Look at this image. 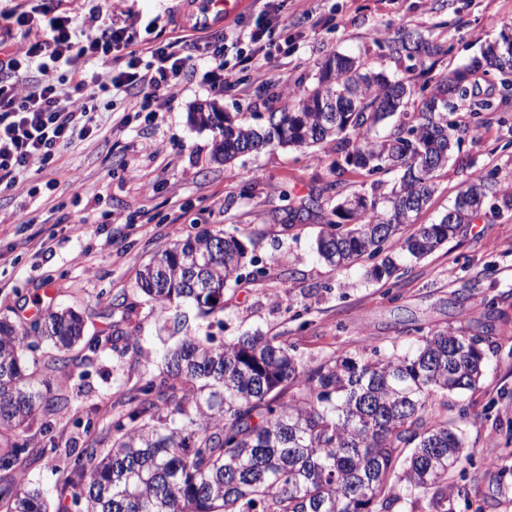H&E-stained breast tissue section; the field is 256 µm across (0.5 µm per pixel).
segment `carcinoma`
Segmentation results:
<instances>
[{"label":"carcinoma","instance_id":"obj_1","mask_svg":"<svg viewBox=\"0 0 512 512\" xmlns=\"http://www.w3.org/2000/svg\"><path fill=\"white\" fill-rule=\"evenodd\" d=\"M407 57H429L437 46L403 28L388 45ZM483 60L456 69L411 105L402 79L364 71L356 59L333 55L317 83L297 103L268 113L254 127L213 103L194 113L214 133V160L265 148L336 143L345 166L369 176L371 199L352 194L332 210L316 239L320 258L346 269L371 262L369 273L389 281L409 258H423L471 223L469 202L497 198L512 210V188L476 175L448 212L410 236L403 228L430 203L436 173L461 136L448 113L469 96L472 71L504 76L501 102L512 97V36L487 45ZM413 111H408V108ZM399 122L380 136L387 118ZM399 180L390 190L379 176ZM258 260L243 241L220 231L188 235L163 248L139 272V289L168 309L176 301L211 314L224 310V289L250 277ZM84 335L73 310L49 311L29 327L0 318V430H16L36 413L52 414L68 398L30 370L27 353L42 342L64 352ZM486 340L460 332L420 336L408 349L334 357L307 366L280 336H241L216 345L185 336L164 354L166 376L130 391L112 422V445L92 449L56 487L80 512H457L465 487L452 481L474 465L462 426L448 421L450 393L472 390L489 354ZM57 445L29 448L25 440L0 450V470L16 471L5 512H50L49 495L27 481L26 459L55 458Z\"/></svg>","mask_w":512,"mask_h":512}]
</instances>
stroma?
Wrapping results in <instances>:
<instances>
[{
    "mask_svg": "<svg viewBox=\"0 0 512 512\" xmlns=\"http://www.w3.org/2000/svg\"><path fill=\"white\" fill-rule=\"evenodd\" d=\"M278 2L293 39L271 61L273 82L258 83L253 62L245 60L233 67L224 92H215L203 78L213 61L205 50L195 51L196 67L182 75L180 94L158 112L130 117L124 95L101 97L100 135L74 138L60 150L41 176L53 181L52 189L0 190V317L24 327L35 307H70L84 313L87 338L69 352L66 372L51 377L52 389L69 397L68 406L48 418L52 436L35 424L21 433L0 430V448L21 436L34 448L57 440L56 467L39 457L25 464L30 482L51 489L85 448L108 447L117 402L143 378L159 375L163 350L180 339L140 293L139 269L187 235L248 228L245 245L261 275L226 287L223 313L202 317L181 306L189 333L213 336L219 344L282 336L308 366L372 348L388 352L420 332L489 335L493 349L476 389L448 397V416L467 417L466 441L475 451L464 480L471 503L459 512L474 505L482 512H512V210L483 209L447 244L409 261L384 284L367 277L366 263L339 271L314 252L317 234L343 197L371 191L360 169L350 166L335 177V144L278 147L225 166L212 159L213 132L189 120L198 104L213 101L265 124L268 113L314 84L322 62L335 53L406 77L416 91L435 86L512 30V0ZM111 7L114 15L130 12L155 22L139 40L174 34L159 19L163 0H112ZM405 27L438 45V53L423 59L392 54L388 43ZM471 83L475 98L499 107L474 115L464 100L450 113L465 128L461 146L418 223L435 222L474 173L512 185V103L501 104L496 74L476 73ZM307 200L314 203L311 212L291 219L289 209ZM106 212L115 223L103 220ZM107 297H124L128 304L108 308ZM117 332L128 343L111 345L108 338ZM91 341L96 351H89ZM89 419L96 424L90 432L83 428Z\"/></svg>",
    "mask_w": 512,
    "mask_h": 512,
    "instance_id": "obj_1",
    "label": "stroma"
}]
</instances>
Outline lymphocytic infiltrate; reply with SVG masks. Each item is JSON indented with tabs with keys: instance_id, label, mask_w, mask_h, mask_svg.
<instances>
[{
	"instance_id": "obj_1",
	"label": "lymphocytic infiltrate",
	"mask_w": 512,
	"mask_h": 512,
	"mask_svg": "<svg viewBox=\"0 0 512 512\" xmlns=\"http://www.w3.org/2000/svg\"><path fill=\"white\" fill-rule=\"evenodd\" d=\"M0 18L35 33L15 51L0 43V185L9 189L41 174L73 136L98 133L99 93L125 94L131 111L144 112L157 96L175 98L194 65L186 37L142 46L138 18L97 6L77 18L36 0Z\"/></svg>"
}]
</instances>
